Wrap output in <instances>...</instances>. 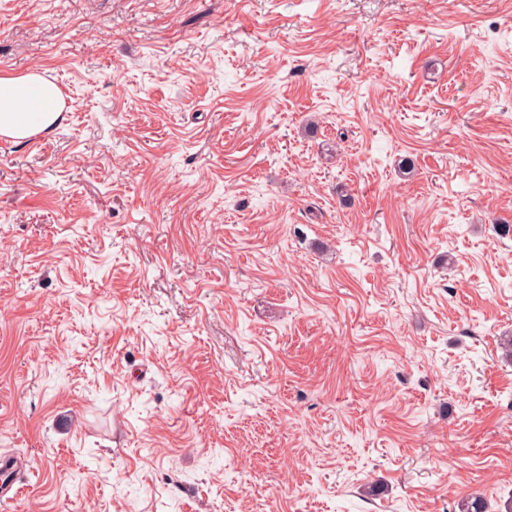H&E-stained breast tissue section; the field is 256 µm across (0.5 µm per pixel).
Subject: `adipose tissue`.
Returning <instances> with one entry per match:
<instances>
[{
    "mask_svg": "<svg viewBox=\"0 0 512 512\" xmlns=\"http://www.w3.org/2000/svg\"><path fill=\"white\" fill-rule=\"evenodd\" d=\"M61 93L41 74L0 75V136L22 142L59 119Z\"/></svg>",
    "mask_w": 512,
    "mask_h": 512,
    "instance_id": "1",
    "label": "adipose tissue"
}]
</instances>
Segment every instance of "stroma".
<instances>
[{
	"mask_svg": "<svg viewBox=\"0 0 512 512\" xmlns=\"http://www.w3.org/2000/svg\"><path fill=\"white\" fill-rule=\"evenodd\" d=\"M31 70L0 512H506L512 0H0Z\"/></svg>",
	"mask_w": 512,
	"mask_h": 512,
	"instance_id": "1",
	"label": "stroma"
}]
</instances>
